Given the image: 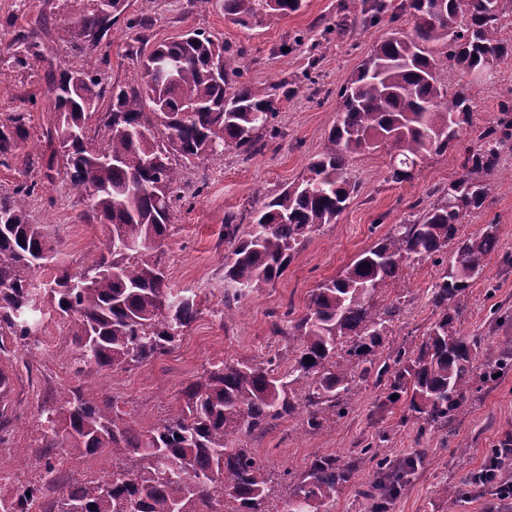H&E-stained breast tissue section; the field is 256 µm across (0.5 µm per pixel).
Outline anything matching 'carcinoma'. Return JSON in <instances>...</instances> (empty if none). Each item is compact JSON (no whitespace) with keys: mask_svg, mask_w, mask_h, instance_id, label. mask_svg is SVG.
<instances>
[{"mask_svg":"<svg viewBox=\"0 0 512 512\" xmlns=\"http://www.w3.org/2000/svg\"><path fill=\"white\" fill-rule=\"evenodd\" d=\"M54 14L78 51L98 46L126 9L112 0L100 13L92 0H54ZM303 0H224V17L249 30L274 15L301 9ZM388 20L412 23L378 40L349 83L337 92L336 122L322 152L302 179L280 189L243 229L224 217V318L240 299L279 279L311 233L334 224L358 185L350 161L363 151H389L388 180L403 184L431 154L462 145L476 101L487 81L477 78L512 59V0H342L326 32ZM42 28L21 35L6 51L18 66L40 56ZM221 59L222 76L210 70ZM243 51L218 45L200 31L160 43L140 57L134 84L107 89L84 70L50 74L54 106L43 139L48 171L63 169L86 196L88 216L107 225L98 254L72 273L58 242L30 221L29 198L37 182H22L0 197V336L24 344L41 312L32 275L51 273L48 302L67 324L75 369H127L165 354L197 313L194 299L169 287L162 242L171 222L184 169L195 159L226 149L253 154L265 135L275 136L282 101L297 89L288 82L257 86L243 80ZM109 98L110 111L98 115ZM464 147L459 176L436 201L406 224H396L339 276L309 294L305 313L288 331L292 345L260 359H226L205 369L181 391L165 418L145 429L124 417L113 397L89 396L78 387L59 404L40 406L44 471L38 484L0 495V512H30L44 487L59 491L52 512H274V474L247 446V438L276 422L302 415L317 433L347 413L346 395L374 379L383 414L404 402L419 434L455 436L475 384L494 383L512 371L510 355L477 365L481 341L467 336L460 299L499 250L497 225L466 235L461 224L481 209L489 180L505 149H512V101ZM29 115L0 119V158L28 142ZM453 247L454 260L430 291L438 318L421 341L377 357L383 337L401 319L396 297L379 300L385 287L400 288L414 261ZM313 358L308 363L306 358ZM10 377L0 368V431L8 420ZM380 434L344 461L312 455L279 512H327L360 467H369L364 512H390L426 463L428 449L403 460L390 456ZM97 460L98 477L60 480L56 459ZM487 485L468 475L448 501L455 512L471 487Z\"/></svg>","mask_w":512,"mask_h":512,"instance_id":"1","label":"carcinoma"}]
</instances>
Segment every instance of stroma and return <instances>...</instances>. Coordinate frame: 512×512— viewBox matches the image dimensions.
Here are the masks:
<instances>
[{
	"label": "stroma",
	"instance_id": "stroma-1",
	"mask_svg": "<svg viewBox=\"0 0 512 512\" xmlns=\"http://www.w3.org/2000/svg\"><path fill=\"white\" fill-rule=\"evenodd\" d=\"M126 2L124 18L108 38L98 47L78 53L52 18V0H0V48L28 30L38 15L49 18L40 59L24 67L0 60V117L28 112L30 134L40 137L50 114L51 101L45 92L49 71L81 68L98 75L105 86L122 85L130 82L137 70L140 52L187 30L244 49L245 80L267 85L297 81L307 64L309 44L318 43L319 77L314 86L302 88L284 104L277 117L280 134L263 153L246 159L229 149L219 158L195 161L187 170L180 189L182 200L163 242V260L169 286L192 294L197 314L171 351L141 367L116 371L90 368L78 373L71 362L74 348L68 328L50 314L40 320L29 344L9 337L0 341V364H8L12 376L8 411L11 456L0 462L9 472L8 481L0 484V494L5 496L18 485L40 480V441L32 428L40 405L61 401L72 387L79 386L91 396L110 395L119 410L141 426L157 424L175 404L182 387L201 376L205 367L227 358L275 352L274 320L284 315L300 317L312 289L340 275L393 225L411 219L413 202L430 187L446 186L461 171L458 152L434 154L412 183L402 187L388 181L385 154L356 155L350 171L358 191L337 222L313 232L278 280L246 295L239 303L238 315L225 319V213L260 204L264 197L305 174L336 120L337 89L389 27L383 23L323 37L324 23L335 19L340 0H304L300 11L273 18L265 27L253 30L225 21L219 0H154L150 10L154 24L140 41L126 21L139 14L141 0ZM503 99H512V63L501 65L495 82L485 85L474 112L475 126L492 122ZM25 180L38 184L30 207L33 222L56 237L67 266L79 267L103 240V226L83 219L86 203L81 191L71 187L63 171L45 175L38 149L26 146L17 149L8 164L0 165V194L12 193ZM491 222L498 226L502 253L491 258L461 299L464 331L480 337L487 350L496 349L505 337L512 336V323L498 328L488 317L494 307L512 312V264L501 259L502 254L512 255L510 151L490 180L484 207L466 217L463 231L474 233ZM450 261L447 254L438 262L416 261L408 270L405 288L381 290V298L398 293L405 298V313L385 336L382 352L419 341L435 321L428 292ZM379 394L373 382L358 383L347 399L349 413L326 429L310 434L301 429L299 418H289L249 438L248 446L277 475L286 470L300 473L305 459L317 452L352 457L357 448L382 432L389 438L391 456L403 457L414 446L413 425L403 422L406 409L401 405L384 416L372 415ZM507 431L512 432V373L496 387L476 394L460 418L457 438L467 444L465 454L444 447L440 433H428L425 445L430 460L410 491L396 502L394 512H488V492L473 489L452 510L442 490L455 488L462 476L481 468L490 448Z\"/></svg>",
	"mask_w": 512,
	"mask_h": 512
}]
</instances>
